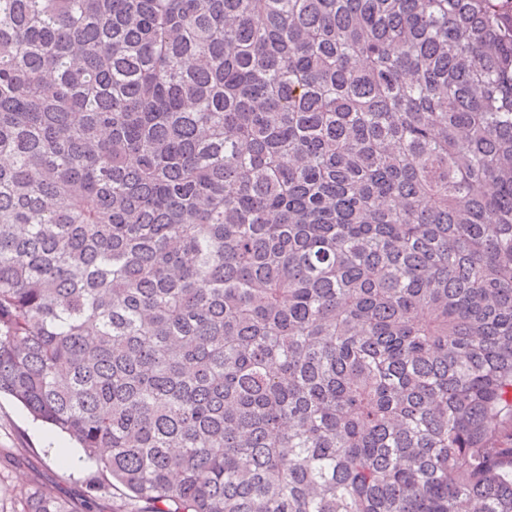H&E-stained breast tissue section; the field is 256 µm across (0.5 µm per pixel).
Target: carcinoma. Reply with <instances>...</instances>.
Instances as JSON below:
<instances>
[{
    "label": "carcinoma",
    "instance_id": "1",
    "mask_svg": "<svg viewBox=\"0 0 512 512\" xmlns=\"http://www.w3.org/2000/svg\"><path fill=\"white\" fill-rule=\"evenodd\" d=\"M1 394L85 512H512V0H0ZM123 487L116 484L105 483L99 493V506L106 511L137 512L146 510V505L134 498H130Z\"/></svg>",
    "mask_w": 512,
    "mask_h": 512
}]
</instances>
